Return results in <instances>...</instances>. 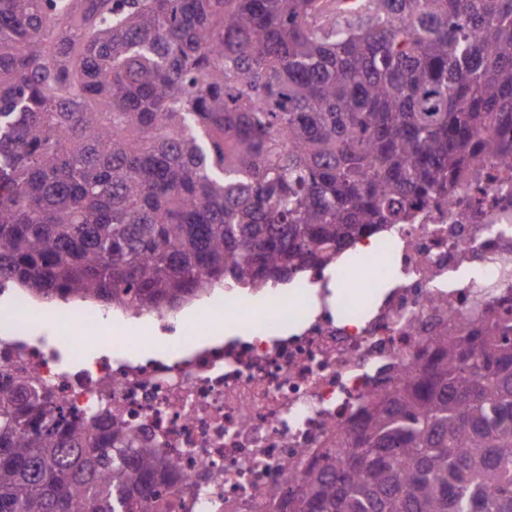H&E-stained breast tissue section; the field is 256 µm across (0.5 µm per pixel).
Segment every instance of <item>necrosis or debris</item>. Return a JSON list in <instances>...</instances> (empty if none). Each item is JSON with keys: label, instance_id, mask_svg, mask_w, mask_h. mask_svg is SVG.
<instances>
[{"label": "necrosis or debris", "instance_id": "obj_1", "mask_svg": "<svg viewBox=\"0 0 512 512\" xmlns=\"http://www.w3.org/2000/svg\"><path fill=\"white\" fill-rule=\"evenodd\" d=\"M351 251L358 264L312 268L276 289L268 321L236 287L204 296V319L155 315L176 357L133 361L104 336L89 358L82 340L63 351L32 340L25 323L4 327L0 385L26 377L65 417L100 433L122 426L164 471L167 512H272L285 470L335 447L373 394L428 359L430 336L512 316V179L486 165L482 181L415 204L409 223ZM384 254L392 264L378 287ZM234 321L238 333L223 337Z\"/></svg>", "mask_w": 512, "mask_h": 512}]
</instances>
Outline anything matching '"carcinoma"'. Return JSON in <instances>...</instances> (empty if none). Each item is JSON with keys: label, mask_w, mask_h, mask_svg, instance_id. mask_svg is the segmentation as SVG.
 Listing matches in <instances>:
<instances>
[{"label": "carcinoma", "mask_w": 512, "mask_h": 512, "mask_svg": "<svg viewBox=\"0 0 512 512\" xmlns=\"http://www.w3.org/2000/svg\"><path fill=\"white\" fill-rule=\"evenodd\" d=\"M512 163V0H0V281L168 313ZM280 512H512V319L431 337ZM120 428L0 389V512H167Z\"/></svg>", "instance_id": "obj_1"}]
</instances>
